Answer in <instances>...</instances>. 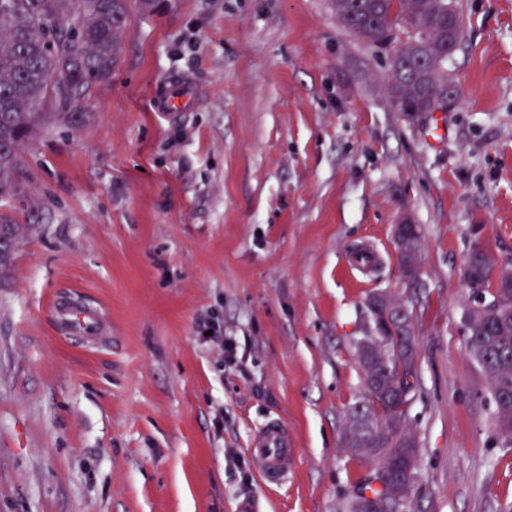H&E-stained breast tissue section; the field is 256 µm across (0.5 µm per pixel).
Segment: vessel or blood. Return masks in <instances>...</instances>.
I'll list each match as a JSON object with an SVG mask.
<instances>
[{
	"label": "vessel or blood",
	"mask_w": 512,
	"mask_h": 512,
	"mask_svg": "<svg viewBox=\"0 0 512 512\" xmlns=\"http://www.w3.org/2000/svg\"><path fill=\"white\" fill-rule=\"evenodd\" d=\"M250 452L259 463L265 484L278 486L287 482L296 450L283 424L271 421L261 426L250 442Z\"/></svg>",
	"instance_id": "vessel-or-blood-1"
}]
</instances>
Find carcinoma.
I'll return each instance as SVG.
<instances>
[{
	"label": "carcinoma",
	"instance_id": "1",
	"mask_svg": "<svg viewBox=\"0 0 512 512\" xmlns=\"http://www.w3.org/2000/svg\"><path fill=\"white\" fill-rule=\"evenodd\" d=\"M340 24L374 45L402 20L412 30L387 62V90L394 109L426 112L440 86L454 88L448 58L463 39L453 0H358L353 10L334 0ZM53 23V46L43 41ZM129 23V0H0V194L13 187L19 152L39 129L66 123L92 87L107 80L120 53V35ZM492 262L471 249L462 279L473 305L466 310L469 352L487 374L495 403L494 425L512 444V288L489 291ZM391 360L361 354L365 398L350 409L343 438L355 458L381 463V474L366 479L343 501L342 512H357L358 499L372 496L375 512H408V502L390 499L385 484L411 489L418 479L419 448L406 431L405 417L417 383V349L403 322L390 335ZM381 421L357 426L359 415Z\"/></svg>",
	"mask_w": 512,
	"mask_h": 512
}]
</instances>
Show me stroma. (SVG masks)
Listing matches in <instances>:
<instances>
[{"instance_id": "1", "label": "stroma", "mask_w": 512, "mask_h": 512, "mask_svg": "<svg viewBox=\"0 0 512 512\" xmlns=\"http://www.w3.org/2000/svg\"><path fill=\"white\" fill-rule=\"evenodd\" d=\"M332 2L132 0L78 122L25 142L0 196L24 229L0 272V512H336L372 470L341 439L377 292L413 311L410 512H512L461 276L477 242L512 271V0H455L460 99L437 128L392 109L390 45ZM172 82L192 92L175 116ZM270 420L297 448L272 488L248 450Z\"/></svg>"}]
</instances>
